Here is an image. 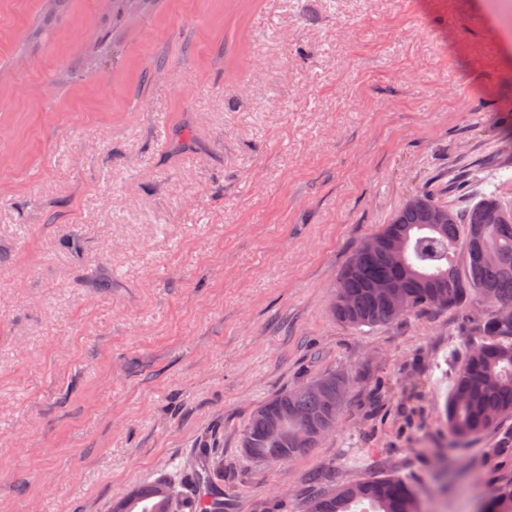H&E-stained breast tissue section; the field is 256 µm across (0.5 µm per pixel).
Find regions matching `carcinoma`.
Segmentation results:
<instances>
[{
	"instance_id": "obj_1",
	"label": "carcinoma",
	"mask_w": 512,
	"mask_h": 512,
	"mask_svg": "<svg viewBox=\"0 0 512 512\" xmlns=\"http://www.w3.org/2000/svg\"><path fill=\"white\" fill-rule=\"evenodd\" d=\"M112 13L140 10L153 0H111ZM438 201L417 195L416 204L405 203L394 218L370 237L378 246L361 244L336 283L332 311L336 319L351 327L377 326L392 322L403 313H392L388 293L406 296L407 311L446 308L462 303L470 294L491 297L512 305V202L495 192L481 193L463 208L448 206L453 221L435 226L427 213ZM507 216L505 223H490L495 209ZM482 234L487 258L479 259L469 248L470 235ZM404 242L401 262L389 257V245ZM465 259L459 270L455 257ZM479 340L468 345L455 372L445 408L448 434L465 445L484 432L512 421V318L497 313L488 316L478 330ZM324 389L311 390L301 382L260 408L271 416L288 419V435L307 431L308 440L296 444L278 438L267 420L253 412L241 438L251 442L248 459L261 464H282L308 454L338 421L345 397L336 395V384L345 381L333 372L317 376ZM224 478V469L210 465L205 476L193 472L186 479L165 478L134 487L114 507V512H162L159 487L174 488L178 505L193 504L200 484L212 487ZM307 512H423L416 489L399 477L372 476L338 489L319 486L308 499ZM479 512H512V481L501 484L483 497Z\"/></svg>"
}]
</instances>
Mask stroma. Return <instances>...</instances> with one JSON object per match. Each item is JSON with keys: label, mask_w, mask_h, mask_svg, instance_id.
Wrapping results in <instances>:
<instances>
[{"label": "stroma", "mask_w": 512, "mask_h": 512, "mask_svg": "<svg viewBox=\"0 0 512 512\" xmlns=\"http://www.w3.org/2000/svg\"><path fill=\"white\" fill-rule=\"evenodd\" d=\"M511 123L501 0H0V512H112L200 454L224 512H305L315 472L478 512L512 421L458 448L444 405L490 306L353 329L332 303L415 194L466 170L512 199ZM331 371L335 430L247 459L252 412Z\"/></svg>", "instance_id": "1"}]
</instances>
